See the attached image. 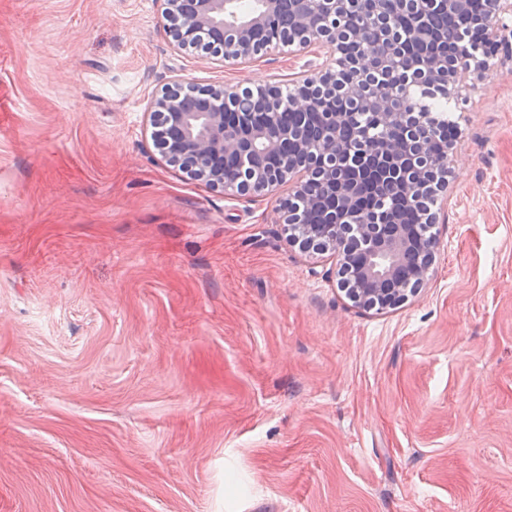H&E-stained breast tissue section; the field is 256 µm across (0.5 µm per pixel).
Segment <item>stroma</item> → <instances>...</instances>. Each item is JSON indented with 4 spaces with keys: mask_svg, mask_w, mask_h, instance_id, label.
Returning <instances> with one entry per match:
<instances>
[{
    "mask_svg": "<svg viewBox=\"0 0 512 512\" xmlns=\"http://www.w3.org/2000/svg\"><path fill=\"white\" fill-rule=\"evenodd\" d=\"M330 57L178 50L156 0H0V512H512V56L464 72L427 283L356 306L283 185L166 165L167 84Z\"/></svg>",
    "mask_w": 512,
    "mask_h": 512,
    "instance_id": "1",
    "label": "stroma"
}]
</instances>
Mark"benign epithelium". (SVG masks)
I'll list each match as a JSON object with an SVG mask.
<instances>
[{
	"label": "benign epithelium",
	"mask_w": 512,
	"mask_h": 512,
	"mask_svg": "<svg viewBox=\"0 0 512 512\" xmlns=\"http://www.w3.org/2000/svg\"><path fill=\"white\" fill-rule=\"evenodd\" d=\"M162 15L178 18L176 30L171 32L174 45L186 49L191 38L199 31L210 30L215 39L224 43V57L248 60L258 54L252 40V32L276 15L288 17L290 22L304 29L305 37L300 44H322L336 56V68H327L319 77H305L295 85L292 101L300 111L317 105L313 94L316 87L334 84L339 70L348 63L342 39L321 28L317 21L320 13L343 16L350 0H257V7L246 17H240L237 0H160ZM483 55L488 56L512 43V0H488L486 14L481 18ZM356 39L361 42L362 56L355 61L356 67L365 71L371 64L388 63L393 49L375 39L369 31L357 30ZM473 69L481 76L486 63H476L473 54L458 58L452 72L448 73V84H453L459 69ZM238 95L237 89L229 86H209L204 91L205 100L198 103L183 93L179 82L168 87L156 102L157 108L168 112L169 135L163 149V157L171 166L184 160L191 164V175L214 188L228 193L246 194L262 192L285 183L302 171H310L296 158L283 162L280 169L270 174L263 169L266 155L275 153L280 142L288 136L277 125L276 114L267 112L260 122L244 116L235 123L225 121L222 103L224 99ZM366 108L381 113L383 133L376 139L362 142L363 156L371 157L370 164L357 166L347 176H336V169L326 170V182L338 186L339 197L334 213L325 212L316 199L308 202L310 214L323 224H343L354 230L360 240L359 252L355 253L337 243L339 275L354 268L357 286L342 285L352 302L364 307L381 309L397 308L423 287L431 258L435 238L423 235L419 226L408 229L400 224L397 215H389L385 224H371L362 218L358 210L359 192L382 182L388 172L399 165L407 150V143L392 136V131L402 123L404 116L412 118L418 126H426L427 115L413 110L402 114L392 107V99L383 89H376L365 98ZM347 124V115L342 112L329 114V131L324 135L311 133L297 139V146L304 158L317 155L336 157L353 149L351 142L336 139V129ZM234 155L249 162L250 176L239 174L233 178L224 175V156ZM430 164L438 171L439 188L448 185V150L431 159ZM284 231L288 242L306 250L313 241V229L291 219L283 212Z\"/></svg>",
	"instance_id": "7a95c632"
}]
</instances>
